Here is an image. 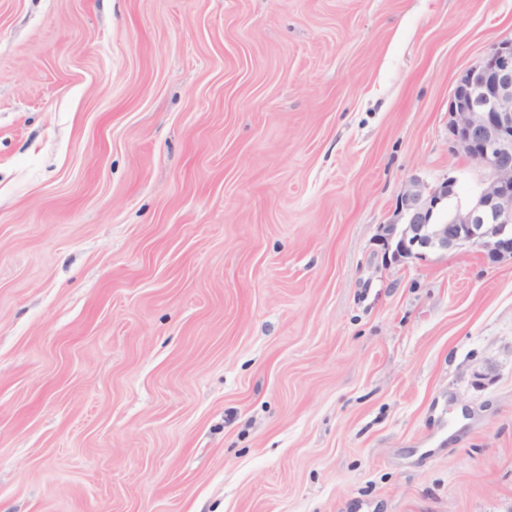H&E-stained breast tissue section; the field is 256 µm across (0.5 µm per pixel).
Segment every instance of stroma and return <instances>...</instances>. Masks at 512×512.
I'll use <instances>...</instances> for the list:
<instances>
[{"mask_svg":"<svg viewBox=\"0 0 512 512\" xmlns=\"http://www.w3.org/2000/svg\"><path fill=\"white\" fill-rule=\"evenodd\" d=\"M512 0H0V512H512V259L386 260Z\"/></svg>","mask_w":512,"mask_h":512,"instance_id":"1","label":"stroma"}]
</instances>
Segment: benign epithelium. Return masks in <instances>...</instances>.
Returning a JSON list of instances; mask_svg holds the SVG:
<instances>
[{
	"mask_svg": "<svg viewBox=\"0 0 512 512\" xmlns=\"http://www.w3.org/2000/svg\"><path fill=\"white\" fill-rule=\"evenodd\" d=\"M450 116L454 144L487 179L475 199L456 206L446 221L435 213L455 196L454 183H412L399 203L405 223L383 227L395 261L463 248H475L491 262L512 255V38L495 44L459 78Z\"/></svg>",
	"mask_w": 512,
	"mask_h": 512,
	"instance_id": "obj_1",
	"label": "benign epithelium"
}]
</instances>
